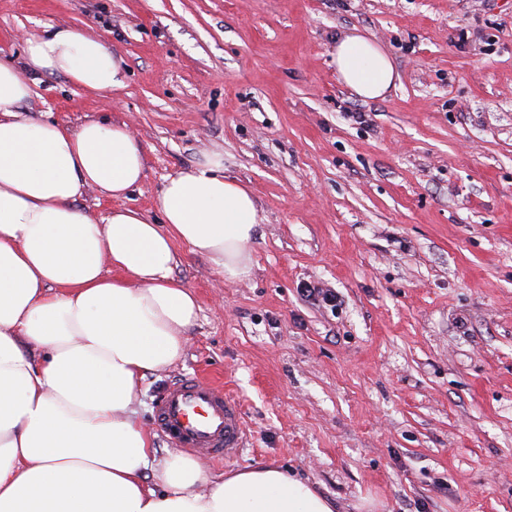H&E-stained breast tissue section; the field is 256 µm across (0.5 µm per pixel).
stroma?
<instances>
[{
    "instance_id": "obj_1",
    "label": "stroma",
    "mask_w": 512,
    "mask_h": 512,
    "mask_svg": "<svg viewBox=\"0 0 512 512\" xmlns=\"http://www.w3.org/2000/svg\"><path fill=\"white\" fill-rule=\"evenodd\" d=\"M59 26L103 37L125 87L45 73L23 114L128 123L145 215L213 151L258 205L248 277L177 246L200 312L137 418L178 378L220 380L246 446L214 477L271 464L337 512H512V0H0V58ZM353 29L394 64L382 98L336 73ZM301 294L312 301L313 304L321 306L330 311H336L341 305V300L335 291L328 288H321L312 284H304L300 288Z\"/></svg>"
}]
</instances>
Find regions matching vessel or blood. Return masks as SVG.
Wrapping results in <instances>:
<instances>
[{
    "label": "vessel or blood",
    "instance_id": "b4317fda",
    "mask_svg": "<svg viewBox=\"0 0 512 512\" xmlns=\"http://www.w3.org/2000/svg\"><path fill=\"white\" fill-rule=\"evenodd\" d=\"M153 424L176 447L215 460L230 462L243 451L239 402L223 386L196 376L167 386L155 404Z\"/></svg>",
    "mask_w": 512,
    "mask_h": 512
}]
</instances>
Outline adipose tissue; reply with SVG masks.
Returning a JSON list of instances; mask_svg holds the SVG:
<instances>
[{"instance_id": "ef3b65f1", "label": "adipose tissue", "mask_w": 512, "mask_h": 512, "mask_svg": "<svg viewBox=\"0 0 512 512\" xmlns=\"http://www.w3.org/2000/svg\"><path fill=\"white\" fill-rule=\"evenodd\" d=\"M335 62L361 99L394 84L388 54L360 34L337 41ZM43 73L92 95L124 85L121 56L88 29L29 40L24 66L0 61V512H333L273 466L216 479L177 452L156 465L133 405L147 375L180 359L199 311L172 276L175 246L247 275L255 196L212 153L165 179L153 222L126 204L145 176L128 124L22 115ZM90 190L112 201L106 215L77 208Z\"/></svg>"}]
</instances>
